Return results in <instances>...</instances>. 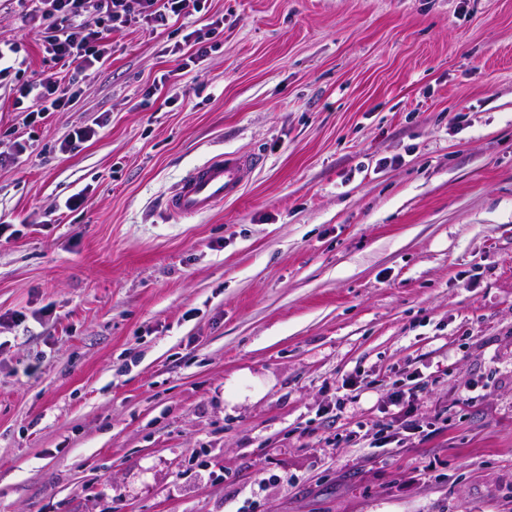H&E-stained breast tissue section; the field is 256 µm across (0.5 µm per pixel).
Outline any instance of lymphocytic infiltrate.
<instances>
[{"label":"lymphocytic infiltrate","mask_w":512,"mask_h":512,"mask_svg":"<svg viewBox=\"0 0 512 512\" xmlns=\"http://www.w3.org/2000/svg\"><path fill=\"white\" fill-rule=\"evenodd\" d=\"M186 0H31L24 13L34 30L50 29L42 48L54 61L70 66L68 95H60L54 78L21 86L13 101L27 119L45 118L69 106L79 94L80 76L111 55L113 28L145 22L165 26L179 19Z\"/></svg>","instance_id":"lymphocytic-infiltrate-1"}]
</instances>
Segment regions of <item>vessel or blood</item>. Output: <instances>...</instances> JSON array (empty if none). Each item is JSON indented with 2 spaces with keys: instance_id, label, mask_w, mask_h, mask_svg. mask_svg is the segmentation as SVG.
<instances>
[{
  "instance_id": "obj_1",
  "label": "vessel or blood",
  "mask_w": 512,
  "mask_h": 512,
  "mask_svg": "<svg viewBox=\"0 0 512 512\" xmlns=\"http://www.w3.org/2000/svg\"><path fill=\"white\" fill-rule=\"evenodd\" d=\"M262 163L254 153H220L191 168L166 200V211L180 219L205 214L239 194Z\"/></svg>"
}]
</instances>
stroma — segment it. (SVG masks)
<instances>
[{
	"label": "stroma",
	"instance_id": "35a3bbf8",
	"mask_svg": "<svg viewBox=\"0 0 512 512\" xmlns=\"http://www.w3.org/2000/svg\"><path fill=\"white\" fill-rule=\"evenodd\" d=\"M41 39L0 0V512H512V0H206L30 122ZM397 383L419 430L372 447ZM221 25H224L223 21H213L208 24L205 29H195L186 34L184 36V42L188 44L190 49H193V52L185 59H182L185 62H182L175 71L185 70L191 67V64L194 66L201 64L208 56L209 51L214 47L213 40L223 31L220 30ZM262 163L255 153H220L191 168L166 200V211L179 219L205 214L239 194Z\"/></svg>",
	"mask_w": 512,
	"mask_h": 512
}]
</instances>
